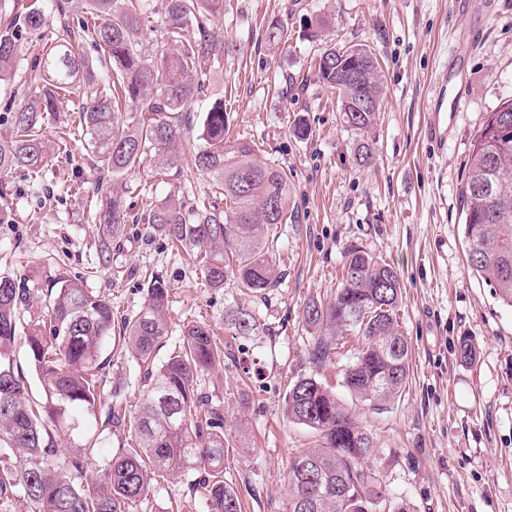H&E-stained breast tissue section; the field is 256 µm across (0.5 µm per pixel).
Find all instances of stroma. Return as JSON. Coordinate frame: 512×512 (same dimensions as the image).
I'll return each instance as SVG.
<instances>
[{"instance_id":"1","label":"stroma","mask_w":512,"mask_h":512,"mask_svg":"<svg viewBox=\"0 0 512 512\" xmlns=\"http://www.w3.org/2000/svg\"><path fill=\"white\" fill-rule=\"evenodd\" d=\"M316 17L326 25L311 40L302 28ZM274 18L292 32L277 50L264 37ZM469 26L476 36L458 69L453 57ZM222 31L237 50L188 108L186 137L196 138L201 113L223 98L231 135L293 175L292 217L272 241L282 277L265 304L209 288L144 224L131 225L112 253L121 275L98 268L97 230L83 205L97 173L77 141L70 160L55 165L68 193L48 200L22 174H8L16 192L0 224V270L29 275L37 305L58 275L79 279L111 299L118 320L143 306L145 271L162 274L171 286L170 333L158 360L192 322L207 323L224 341V361L206 378L224 406V478L244 512H286L288 459L315 437L284 417V394L310 370L328 385L337 379L335 365L314 370L306 361L303 306L330 295L346 250L362 247L400 274L398 322L412 351L401 397L381 411L356 410L374 436L389 491L416 512H512V309L467 265L459 201L478 131L488 112L512 99V0H224ZM353 44L369 46L383 69L384 105L366 166L355 159L356 137L344 127L335 95L309 68L322 49ZM442 88L463 94L465 105L449 114L438 144L428 125ZM301 118L311 129L304 139L293 134ZM127 181L156 199L209 189L187 159L160 175L129 173ZM237 307L261 308L267 332L231 336L224 314ZM463 336L480 350L475 364L457 359ZM106 354L124 384L122 405L135 412L138 369L117 347ZM204 510L182 475L155 484L137 512Z\"/></svg>"}]
</instances>
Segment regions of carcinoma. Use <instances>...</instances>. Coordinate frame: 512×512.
<instances>
[{"label": "carcinoma", "instance_id": "1", "mask_svg": "<svg viewBox=\"0 0 512 512\" xmlns=\"http://www.w3.org/2000/svg\"><path fill=\"white\" fill-rule=\"evenodd\" d=\"M82 24L70 27V18ZM151 0H0V82L26 61L25 87L16 105H6L12 133L0 139V175L24 172L38 185L50 156L65 154L82 137L98 173L87 194L99 225L97 259L112 265V243L126 226L146 224L170 247L185 252L208 287H233L264 297L281 279L276 255L262 229L288 223L292 181L288 170L257 159L254 144L226 138L224 98L200 115V146L193 152L199 173L211 179L210 194L186 205L169 195L146 202L134 214L125 195L126 176L139 168L157 172L180 166L184 154L183 112L203 94L227 47L215 29L224 0H164L163 27L150 53ZM55 25L48 49L29 46L20 55L21 33ZM272 48L288 43V25L273 19L265 30ZM362 53L359 85L336 77L352 49ZM317 76L335 91L343 123L359 138L356 160L372 159L369 134L383 105V75L372 51L355 44L329 47L312 59ZM76 95L77 110L45 138L60 97ZM467 264L512 308V99L490 113L473 145L460 188ZM146 301L115 326L111 300L60 276L38 309L26 277L0 273V501L19 497L28 512H134L159 477L199 476L192 492L207 512H243V502L224 481V409L201 384L224 358V343L204 323L188 324L178 345L158 363L169 335L170 286L159 275L144 282ZM401 280L391 264L362 249L345 254L336 290L309 300L302 325L310 334L306 359L323 367L345 362L338 384L343 401L313 374H300L284 395V416L317 434L313 448L289 461L288 512H414L392 496L374 465L378 450L360 426L352 404L383 410L401 397L410 375L411 349L397 309ZM234 334L266 330L258 311L237 308L226 315ZM24 331L26 362L43 391L30 397L15 345ZM125 349L140 373L141 397L129 415L113 401L122 383L112 381V342ZM479 355L466 336L457 356L472 364ZM125 440L108 451L96 474L87 473L100 451L103 432ZM70 447L62 448L61 438Z\"/></svg>", "mask_w": 512, "mask_h": 512}]
</instances>
